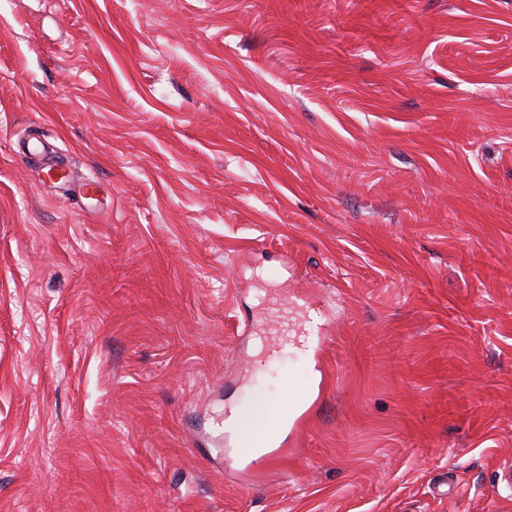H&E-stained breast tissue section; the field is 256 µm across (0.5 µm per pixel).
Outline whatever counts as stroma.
<instances>
[{
  "instance_id": "stroma-1",
  "label": "stroma",
  "mask_w": 512,
  "mask_h": 512,
  "mask_svg": "<svg viewBox=\"0 0 512 512\" xmlns=\"http://www.w3.org/2000/svg\"><path fill=\"white\" fill-rule=\"evenodd\" d=\"M304 398L284 451L228 415ZM512 0H0V512H512Z\"/></svg>"
}]
</instances>
